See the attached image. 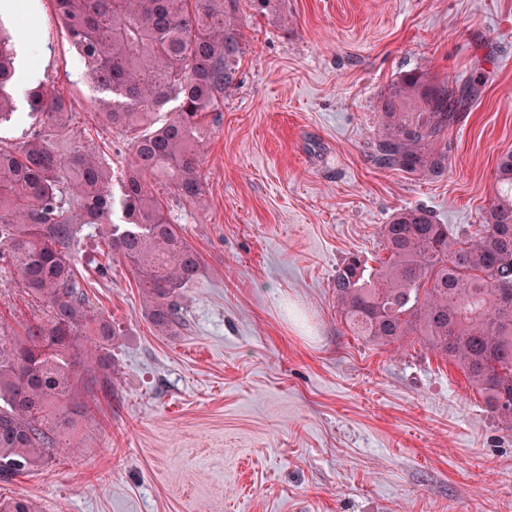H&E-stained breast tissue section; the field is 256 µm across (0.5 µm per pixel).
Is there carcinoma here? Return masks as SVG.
I'll use <instances>...</instances> for the list:
<instances>
[{"mask_svg":"<svg viewBox=\"0 0 512 512\" xmlns=\"http://www.w3.org/2000/svg\"><path fill=\"white\" fill-rule=\"evenodd\" d=\"M95 90L99 116L128 138L131 161L112 167L77 142L72 112L51 83L26 86L32 120L0 141V270L13 271L46 320L20 333L0 326V481L22 475L66 443L75 395L73 347L112 335L77 280L80 224L105 227L108 252L134 270L144 315L160 336L185 326L184 288L200 257L152 182L202 199L200 146L208 117L234 86L242 33L239 0H53ZM406 71L380 96L384 117L371 158L418 177L448 166L445 132L478 93ZM12 36L0 31V124L16 119ZM118 181L119 195L112 192ZM498 191L476 236L456 237L419 207L383 225L388 260L366 271L352 256L336 272V300L357 336L393 343L415 336L452 361L512 425V153L498 163ZM0 512H37L23 498Z\"/></svg>","mask_w":512,"mask_h":512,"instance_id":"cac0c4a2","label":"carcinoma"}]
</instances>
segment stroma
<instances>
[{
  "label": "stroma",
  "instance_id": "obj_1",
  "mask_svg": "<svg viewBox=\"0 0 512 512\" xmlns=\"http://www.w3.org/2000/svg\"><path fill=\"white\" fill-rule=\"evenodd\" d=\"M237 80L203 141L204 202L157 192L199 254L189 322L158 335L133 271L83 226L77 278L110 340L81 371L68 448L0 482L39 512H512V427L463 371L416 338L354 336L336 301L353 255L387 257L382 227L421 207L477 233L512 152V0H240ZM6 28L113 169L127 139L97 115L50 0H15ZM410 70L476 99L445 134L448 172L376 168L379 99ZM45 310L0 272V325Z\"/></svg>",
  "mask_w": 512,
  "mask_h": 512
}]
</instances>
